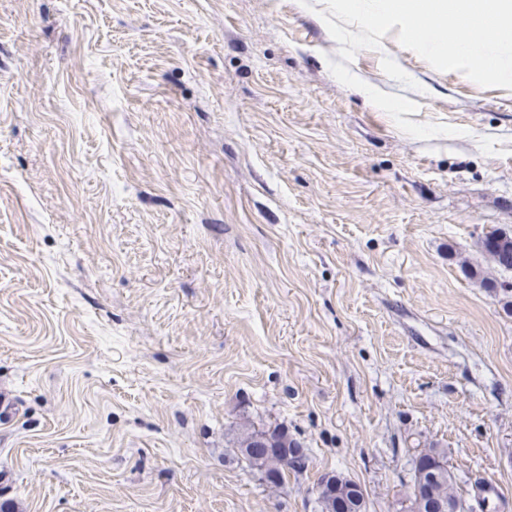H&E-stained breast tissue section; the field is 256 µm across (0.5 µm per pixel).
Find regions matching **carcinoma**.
<instances>
[{
  "instance_id": "carcinoma-1",
  "label": "carcinoma",
  "mask_w": 512,
  "mask_h": 512,
  "mask_svg": "<svg viewBox=\"0 0 512 512\" xmlns=\"http://www.w3.org/2000/svg\"><path fill=\"white\" fill-rule=\"evenodd\" d=\"M508 238L512 239L511 231L497 228L485 233L479 242L482 251L502 270L512 268V249H505ZM238 448L250 466L273 486L282 483L286 471L302 470L307 466V457L301 453L300 444L288 438V429L282 425L261 429L245 425ZM420 454L427 460V465L412 467L411 497L424 492L426 500L434 503L463 501L457 493L455 475L448 466L446 452L428 448ZM316 488L317 512H341L339 501L342 499L348 502V512H368L367 502L362 500V485L355 480L337 473L329 480L323 474L318 478Z\"/></svg>"
}]
</instances>
